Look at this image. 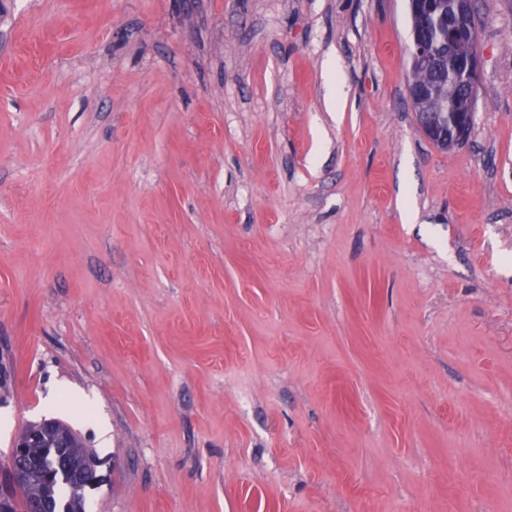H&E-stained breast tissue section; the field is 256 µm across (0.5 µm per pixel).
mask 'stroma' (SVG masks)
Here are the masks:
<instances>
[{
	"label": "stroma",
	"mask_w": 512,
	"mask_h": 512,
	"mask_svg": "<svg viewBox=\"0 0 512 512\" xmlns=\"http://www.w3.org/2000/svg\"><path fill=\"white\" fill-rule=\"evenodd\" d=\"M5 3L0 492L56 418L87 512H512V0L451 149L408 0ZM457 69L463 74V82L456 89V108L451 91L442 87L443 97L438 111L432 104L441 88L437 84L418 86L415 93L408 90L409 98L416 110L419 127L423 134L443 149L461 146L472 128L475 114L477 89L480 82V62L477 50L462 54L457 60ZM448 112V113H447ZM55 420L59 425L71 431L80 439L79 435L68 427L67 424L58 419ZM80 441L82 446L80 448H73L74 443L69 434L57 429L52 420H43L39 423L23 426L15 439L14 448L17 450V456L27 454L28 448H41L42 456H48V458L52 457L56 459L55 467L59 472L78 484L74 488L75 492L78 493L81 489L82 484L80 480L83 474L86 471H90L94 480L97 476L96 473L99 466V462L95 458L89 455L81 456L76 464L74 475L73 468L67 458V452L70 448H73V452L75 453H88L95 455L91 449L85 448L86 446H84L81 439Z\"/></svg>",
	"instance_id": "stroma-1"
}]
</instances>
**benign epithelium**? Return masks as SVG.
<instances>
[{
	"label": "benign epithelium",
	"instance_id": "obj_1",
	"mask_svg": "<svg viewBox=\"0 0 512 512\" xmlns=\"http://www.w3.org/2000/svg\"><path fill=\"white\" fill-rule=\"evenodd\" d=\"M474 0H454L448 7V38H453L463 29L476 33L474 22ZM457 69L463 74V82L456 89V108L452 112L439 114L431 106L438 98L440 87L436 84L419 86L408 92L416 110L419 127L423 134L443 149L462 145L472 128L475 114L477 89L480 82V62L477 51L461 55ZM74 447L71 436L59 429L51 420L23 426L14 442L16 455L21 456L30 448L41 449V455L56 459L59 472L77 483L75 491H80V480L87 471L95 474L98 460L85 455L80 457L76 467H71L67 452Z\"/></svg>",
	"mask_w": 512,
	"mask_h": 512
}]
</instances>
